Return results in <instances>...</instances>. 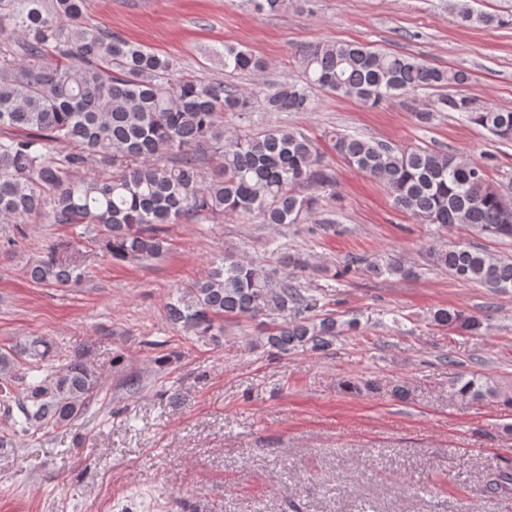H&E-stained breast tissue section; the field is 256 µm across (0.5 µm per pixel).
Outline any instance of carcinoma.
Instances as JSON below:
<instances>
[{
  "mask_svg": "<svg viewBox=\"0 0 512 512\" xmlns=\"http://www.w3.org/2000/svg\"><path fill=\"white\" fill-rule=\"evenodd\" d=\"M258 13L288 8V0H248ZM89 0H0V33L23 36L18 50H0V218L22 230L34 218L76 229L115 261H150L167 250L164 225L235 216L244 223L302 224L321 209L303 186L334 185L323 153L304 132L270 126L229 133L224 113L247 116L261 102L266 112H309L312 92L322 90L363 103L396 93L436 90L415 110L428 125L441 112H456L512 141V110L478 107L459 91L463 70L434 67L418 58L361 44L321 42L303 50L302 79L267 86L262 96L220 80L180 76L175 64L141 44L82 22ZM461 21L486 27L505 20L476 14L467 0H451ZM224 68L259 72L264 62L250 50L226 44ZM332 149L348 165L378 181L394 205L426 224H457L512 238V197L487 176L483 164L447 151L399 147L338 129L327 133ZM108 169L103 177L79 178L89 161ZM218 171L205 175L207 162ZM431 263L453 278L496 293L512 291V261L472 246L429 251ZM408 279L414 270L397 258H351L339 276L354 269ZM38 283L67 287L85 278L75 255L55 246L27 271ZM265 311L269 328L259 343L276 354L336 345L339 324L322 294L227 251L209 272L179 289L168 304L170 322L186 333L221 343L224 321ZM440 327L475 331L482 322L464 312L438 308ZM25 387L14 394L15 363L0 354V406L11 438L33 436L70 424L88 410L95 376L84 356L64 369L45 360L50 344L35 339L25 348ZM453 393L473 401L501 393L477 377H460Z\"/></svg>",
  "mask_w": 512,
  "mask_h": 512,
  "instance_id": "obj_1",
  "label": "carcinoma"
}]
</instances>
